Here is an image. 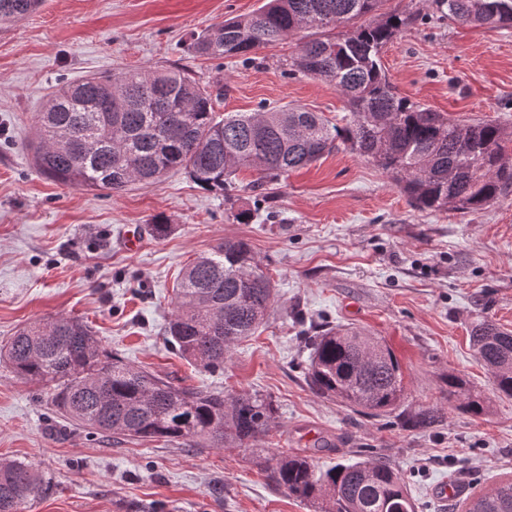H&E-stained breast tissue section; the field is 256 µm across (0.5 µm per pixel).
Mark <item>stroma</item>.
Instances as JSON below:
<instances>
[{
  "label": "stroma",
  "instance_id": "35a3bbf8",
  "mask_svg": "<svg viewBox=\"0 0 512 512\" xmlns=\"http://www.w3.org/2000/svg\"><path fill=\"white\" fill-rule=\"evenodd\" d=\"M265 0H43L0 23V344L31 322L86 321L109 353L182 386L272 400L275 420L253 448H200L112 437L56 418L47 388L0 362V460H22L48 490L28 512H315L273 487L255 461L306 451L317 469L369 458L406 478L417 512H444L440 481L458 498L512 477V399L498 396L469 341L477 317L512 329V193L490 208L412 207L373 162L340 147L277 181L241 170L231 198L185 171L121 192L66 188L37 168L29 144L36 115L62 85L131 69L179 68L223 89L218 114L280 106L349 114L333 83L290 73L304 34L258 51L251 62L210 59L193 35L255 12ZM409 24L381 54L396 91L462 123L512 129V27L448 21L428 0H383ZM251 214L249 223L237 212ZM163 240L146 235L156 217ZM142 231L139 250L124 247ZM249 243L275 285L260 334L224 369L201 372L165 340L180 271L221 240ZM362 327L397 356L409 406L432 402L442 422L423 431L410 414L371 418L308 385L311 336ZM462 376L483 414L449 408L444 377Z\"/></svg>",
  "mask_w": 512,
  "mask_h": 512
}]
</instances>
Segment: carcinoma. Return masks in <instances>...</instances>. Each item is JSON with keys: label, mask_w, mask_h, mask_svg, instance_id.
<instances>
[{"label": "carcinoma", "mask_w": 512, "mask_h": 512, "mask_svg": "<svg viewBox=\"0 0 512 512\" xmlns=\"http://www.w3.org/2000/svg\"><path fill=\"white\" fill-rule=\"evenodd\" d=\"M382 0H266L254 13L228 19L193 38L192 49L215 59H250L255 51L309 28L375 14ZM41 0H0V22L18 21ZM441 16L462 25H512V0H432ZM410 18L396 13L343 35L304 42L290 70L336 84L350 106L342 126L291 107L216 116L212 93L180 70H135L91 76L59 87L39 113L31 144L43 174L65 187L124 190L183 169L202 189H232L236 172L273 179L311 165L344 145L374 162L421 210H478L512 191V163L502 142L512 131L466 124L395 92L381 66L384 47ZM274 301L271 279L248 243L226 238L197 257L176 284L169 341L205 372L224 369L235 347L255 335ZM493 389L512 398V330L486 316L470 336ZM17 377L51 390L55 412L98 433L203 447H253L274 422L271 401L219 395L175 385L102 350L83 320L57 317L18 330L0 347ZM308 381L319 395L353 412L389 416L407 398L401 365L386 342L358 327L326 328L311 340ZM448 402L471 414L485 401L448 372ZM419 404L413 417L427 430L439 418ZM273 485L319 512H416L403 475L379 459L316 469L311 456L284 451L260 462ZM44 481L31 465L0 462V512H27ZM463 512H512V479L464 499Z\"/></svg>", "instance_id": "obj_1"}]
</instances>
